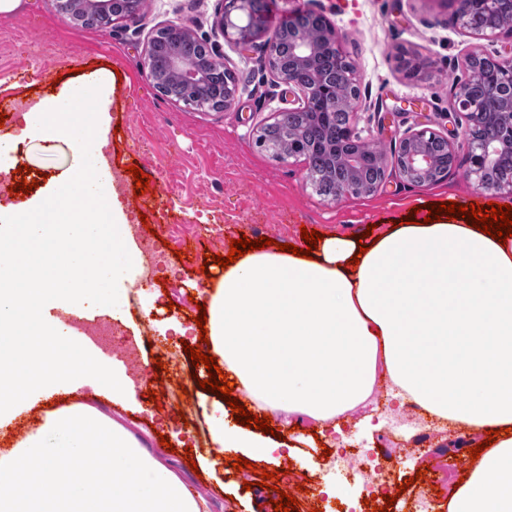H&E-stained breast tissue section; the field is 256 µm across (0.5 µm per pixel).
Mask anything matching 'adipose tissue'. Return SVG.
I'll return each instance as SVG.
<instances>
[{
  "label": "adipose tissue",
  "mask_w": 512,
  "mask_h": 512,
  "mask_svg": "<svg viewBox=\"0 0 512 512\" xmlns=\"http://www.w3.org/2000/svg\"><path fill=\"white\" fill-rule=\"evenodd\" d=\"M210 350L261 412L322 428L388 395L439 424L494 431L448 512H512V237L443 219L396 224L360 248L324 238L303 258L251 251L208 298ZM217 451L275 444L215 419ZM109 480H102V473ZM121 421L74 404L0 451V512H209Z\"/></svg>",
  "instance_id": "ef3b65f1"
}]
</instances>
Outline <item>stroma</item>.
I'll list each match as a JSON object with an SVG mask.
<instances>
[{
  "label": "stroma",
  "instance_id": "stroma-1",
  "mask_svg": "<svg viewBox=\"0 0 512 512\" xmlns=\"http://www.w3.org/2000/svg\"><path fill=\"white\" fill-rule=\"evenodd\" d=\"M227 0H145L132 18L111 26L74 27L61 17L57 0H21L12 13H0V95L30 105L44 104L61 92L94 82L107 74L112 83L104 114L105 156L116 179L118 202L139 243L158 246L163 254L151 285L134 304L123 308V336L113 345L95 344V356L112 365L113 347H135L137 370L133 433L148 430L145 448L161 458L192 493L207 497L215 512H274L281 494L295 496L298 512H409L419 494H427L432 512H448L443 490L445 472L463 477L472 464L470 450L482 434L464 427L440 428L424 413L389 400V379L379 374L370 405L348 412L343 434L322 436L317 448L276 450L255 459L253 467L234 470L235 451L216 453L209 427L221 417L234 423L235 414L219 394L201 389L205 366H193L184 345L208 351L195 322L209 282L200 269L205 256L228 255L232 241L266 236L280 244L305 247L302 230L324 236L359 235L367 226L386 230L405 223L407 214L427 203L488 202L512 205V191L476 188L466 167H454L435 185L400 181L395 162L406 130L432 133L462 147L467 127L454 110V91L469 76V54L498 57L512 48V34L497 31L481 36L455 19L457 0H265L270 20L267 33L288 21L296 10L322 14L342 36V46L355 67L360 95L355 129L379 144L388 177L375 193L337 200L320 196L307 176L302 158L274 159L257 142L261 126L279 112L298 107L271 71L264 50L265 35L249 49L224 38L215 28ZM177 22L208 43L235 74L236 101L228 112L200 110L161 96L141 66L147 40L169 22ZM44 55H33L32 40ZM406 50L424 62L413 77L398 63ZM19 148L7 159L0 182V207L13 209L11 190L22 180V166L43 172L30 199L68 174L77 155L66 140L45 144L37 135H21ZM141 169L149 181L144 194L134 192L129 167ZM164 370H157V359ZM82 403L114 415L110 399L94 381L74 394L59 393L38 402L0 429V451L12 448L36 427L48 407ZM427 442L415 444L417 432ZM168 445H161V437ZM366 451L369 464L360 473L337 474L334 464L345 450ZM280 472L277 489L258 486L259 470ZM335 493H323L326 482ZM384 483V497L366 506L368 486ZM405 492H398V485Z\"/></svg>",
  "mask_w": 512,
  "mask_h": 512
}]
</instances>
